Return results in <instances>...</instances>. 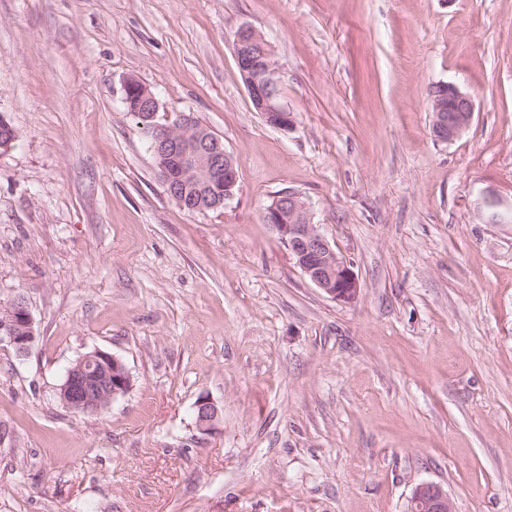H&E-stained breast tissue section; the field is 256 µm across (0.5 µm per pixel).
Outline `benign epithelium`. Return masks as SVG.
I'll return each instance as SVG.
<instances>
[{
    "label": "benign epithelium",
    "instance_id": "1",
    "mask_svg": "<svg viewBox=\"0 0 512 512\" xmlns=\"http://www.w3.org/2000/svg\"><path fill=\"white\" fill-rule=\"evenodd\" d=\"M238 70L254 109L271 126L288 131L294 117L279 102L278 68L271 45L250 26L238 29L234 39ZM431 132L440 142H452L470 126L474 116L471 96L459 86L441 83L430 96ZM155 153L160 159L179 164L178 174L165 166L160 175L167 194H172L175 181L196 184L207 191L224 185V200L234 197L238 172L232 157L221 148L220 140L205 129L193 125L182 113L174 123L157 128ZM478 212L486 224H509L512 208L485 192ZM264 222L278 234L302 274L323 293L340 302L357 297L359 282L350 262L340 257L312 221L307 204L297 195L282 194L266 208ZM36 340L33 316L21 297L0 308V343L5 342L19 357L29 354ZM131 387V376L118 357L94 349L83 354L68 368L57 389L61 402L83 415H94ZM199 430L215 429L219 410L202 397L195 405ZM412 512H454L448 493L439 485L421 483L410 497Z\"/></svg>",
    "mask_w": 512,
    "mask_h": 512
}]
</instances>
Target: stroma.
Wrapping results in <instances>:
<instances>
[{
  "label": "stroma",
  "mask_w": 512,
  "mask_h": 512,
  "mask_svg": "<svg viewBox=\"0 0 512 512\" xmlns=\"http://www.w3.org/2000/svg\"><path fill=\"white\" fill-rule=\"evenodd\" d=\"M271 45L292 130L253 108L233 38ZM193 113L235 197L166 194L124 110ZM469 92L461 137L429 90ZM0 303L34 318L0 346V512H512V0H0ZM308 205L359 293L316 288L263 221ZM132 386L97 416L57 388L82 354ZM219 410L211 432L195 404ZM430 108L431 132L437 141L445 143L460 137L474 116L471 96L452 83H441L433 87ZM478 212L485 224H509L512 221V205L505 209L502 201L492 193L482 194ZM0 310V344L7 342L17 356L29 354L35 340L34 319L21 297H15ZM196 423L199 430L210 432L215 429L219 420V410L217 406L206 397L200 398L195 405ZM411 509L414 512H454L448 493L437 484H418L410 497Z\"/></svg>",
  "instance_id": "35a3bbf8"
}]
</instances>
